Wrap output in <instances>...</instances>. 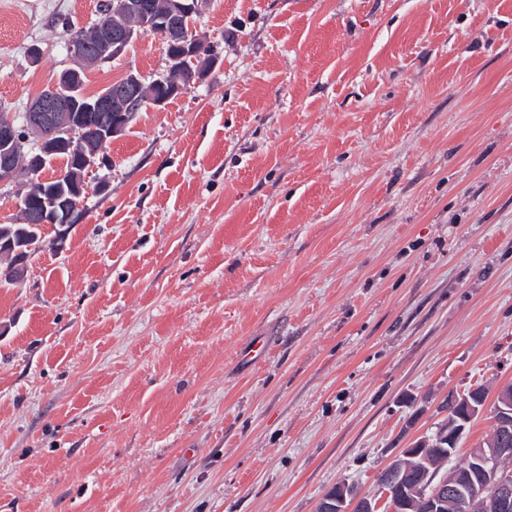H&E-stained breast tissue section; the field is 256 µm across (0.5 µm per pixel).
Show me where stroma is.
Listing matches in <instances>:
<instances>
[{"label": "stroma", "instance_id": "stroma-1", "mask_svg": "<svg viewBox=\"0 0 512 512\" xmlns=\"http://www.w3.org/2000/svg\"><path fill=\"white\" fill-rule=\"evenodd\" d=\"M100 0H0V113ZM0 286V512H316L512 383V0H209ZM168 66L156 34L86 73Z\"/></svg>", "mask_w": 512, "mask_h": 512}]
</instances>
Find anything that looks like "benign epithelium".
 <instances>
[{
	"label": "benign epithelium",
	"mask_w": 512,
	"mask_h": 512,
	"mask_svg": "<svg viewBox=\"0 0 512 512\" xmlns=\"http://www.w3.org/2000/svg\"><path fill=\"white\" fill-rule=\"evenodd\" d=\"M202 8L200 0H166L158 15L147 14L140 0H115L108 13L106 37L96 38L94 49L74 42L69 54L74 66L64 71L56 86L34 100L18 125L0 113V184L14 181L19 167L34 174L37 187L18 192L17 224H29L38 230L47 226L63 227L80 212L87 191V175L107 167V145L121 135L132 115L143 106L162 107L183 94L201 79L203 71L187 63H196L201 55L198 41L182 40L181 26L191 22ZM157 31L167 43L168 68L148 83L138 72L130 71L104 96L78 107L75 98L58 87L76 91L91 66L106 62L124 52L127 45L143 33ZM109 115L96 148L82 146L80 137L87 126ZM69 153L82 173V179L68 186L60 184L62 175L47 173L58 153ZM0 257L12 259L13 274H24L29 255L15 248L14 239L4 243ZM494 423L502 430L512 429V384L496 393ZM441 420L434 430L416 437L385 470L392 481H378V494L367 497L358 487L341 481L322 496L319 512H446L453 502L456 512H512V469L505 461L512 448H487L479 443L469 450L465 469L453 478L440 473L426 456L429 448L449 444L458 447L474 417L485 412V400L476 389L450 392L439 404Z\"/></svg>",
	"instance_id": "benign-epithelium-1"
}]
</instances>
